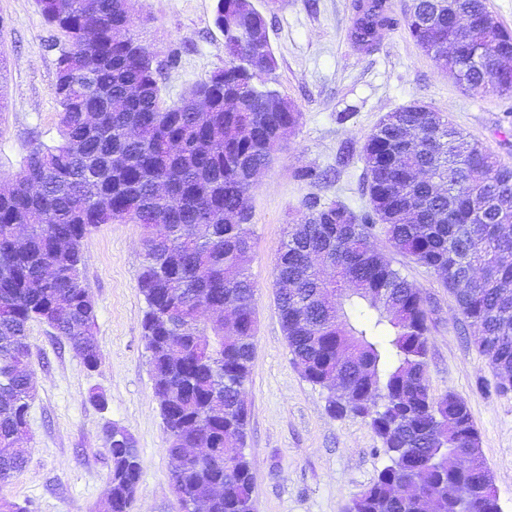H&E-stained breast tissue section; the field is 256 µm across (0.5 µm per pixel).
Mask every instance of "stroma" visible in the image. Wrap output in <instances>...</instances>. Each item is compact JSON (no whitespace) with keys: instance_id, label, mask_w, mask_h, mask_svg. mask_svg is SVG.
Segmentation results:
<instances>
[{"instance_id":"stroma-1","label":"stroma","mask_w":512,"mask_h":512,"mask_svg":"<svg viewBox=\"0 0 512 512\" xmlns=\"http://www.w3.org/2000/svg\"><path fill=\"white\" fill-rule=\"evenodd\" d=\"M353 0H277L264 9L277 67L268 87L292 101L299 126L261 171L250 195L256 333L244 400L245 452L252 462L254 512H344L389 463L368 421L326 409L327 392L292 361L276 304L274 269L287 225L315 196L365 209L363 146L380 119L418 101L445 114L464 134L512 166V96L471 93L415 44L405 25L411 0H386L395 20L373 48L352 36ZM215 0H131L137 34L162 62L156 78L166 103L224 66V38L213 22ZM36 0H0V184L18 171L27 148L57 137V42ZM323 172L313 182L302 169ZM374 241L426 299L431 392H453L468 405L501 512H512V390L474 346V332L433 271L392 251L381 228ZM141 227L103 224L83 241V280L96 309L101 363L87 370L49 324H32L29 365L36 394L28 412L27 464L0 496L26 512H102L111 461L107 429L134 438L141 468L132 512H180L170 480L168 436L153 397L143 336L146 304L137 286ZM103 395L104 404L93 401Z\"/></svg>"}]
</instances>
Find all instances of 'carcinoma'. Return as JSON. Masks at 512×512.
I'll use <instances>...</instances> for the list:
<instances>
[{
	"instance_id": "carcinoma-1",
	"label": "carcinoma",
	"mask_w": 512,
	"mask_h": 512,
	"mask_svg": "<svg viewBox=\"0 0 512 512\" xmlns=\"http://www.w3.org/2000/svg\"><path fill=\"white\" fill-rule=\"evenodd\" d=\"M37 5L63 36L58 140L30 148L0 191V484L26 463L31 324L51 325L86 367L97 364L82 242L101 224L132 222L142 228L144 338L182 512L202 500L209 512H253L241 400L256 324L249 199L280 135L302 119L260 81L277 65L267 20L251 0H215L224 69L168 105L152 51H130L136 21L125 0ZM353 7V36L364 46L394 24L385 0ZM491 18L487 0H416L405 22L439 67L457 68L466 90L498 92L512 88V33ZM96 22L94 40L78 44L77 32ZM131 84L140 89L134 98L126 95ZM198 94L213 104L206 119L193 108ZM88 112L97 115L92 126L84 123ZM394 116L363 147L369 210L309 197L289 225L275 267L276 281L292 284L277 299L282 328L311 384L323 387L346 369L327 411L368 420L390 459L348 512H497L476 484L483 458L467 404L452 392H430L425 299L375 245L372 230L381 225L397 252L441 276L478 352L493 371L511 373L512 226L500 216L512 210V168L434 112L409 104ZM499 256L489 288L473 270ZM227 307L237 311L230 323ZM108 455L105 512H123L141 476L132 437L112 428Z\"/></svg>"
}]
</instances>
